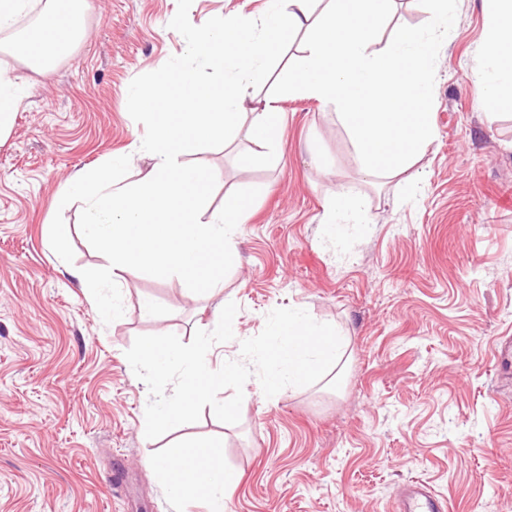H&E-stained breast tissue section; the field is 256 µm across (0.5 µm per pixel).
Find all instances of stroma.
<instances>
[{
    "mask_svg": "<svg viewBox=\"0 0 512 512\" xmlns=\"http://www.w3.org/2000/svg\"><path fill=\"white\" fill-rule=\"evenodd\" d=\"M268 0H193V25L260 18ZM177 0H88L84 41L49 71L21 58L29 86L0 143V512H179L151 464L186 439H223L231 489L224 512H388L419 479L452 512H512V379L494 369L512 336V109L478 94L488 33L484 0H458L435 80V137L416 184L364 179L334 108L279 102L282 141L267 167L238 165L245 136L185 156L211 167L219 208L260 193L214 294L138 271L117 284L124 314L103 323L70 268L107 266L63 210L73 263L51 251V201L74 173L130 156L127 181L151 168L145 128L127 110L130 82L186 50L169 23ZM365 196V216L325 222L337 187ZM155 300L157 317L140 305ZM234 340L212 363L240 357L279 307L337 326L344 359L317 383L268 400L245 384L238 423L211 407L160 438L144 435L150 395L126 356L140 335L190 342L225 302Z\"/></svg>",
    "mask_w": 512,
    "mask_h": 512,
    "instance_id": "obj_1",
    "label": "stroma"
}]
</instances>
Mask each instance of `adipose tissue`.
Masks as SVG:
<instances>
[{
  "label": "adipose tissue",
  "instance_id": "1",
  "mask_svg": "<svg viewBox=\"0 0 512 512\" xmlns=\"http://www.w3.org/2000/svg\"><path fill=\"white\" fill-rule=\"evenodd\" d=\"M492 26L483 50L485 76L478 87L487 101L512 106V0H489ZM28 0H0V142L8 138L14 115L27 86L11 75L7 57H22L35 69H52L61 56L69 53L85 29L86 0H74L65 16L55 12L54 0H47L41 20L16 30L18 16ZM156 479L175 498L188 506L203 504L207 512H224V499L230 478L224 468V443L208 442L203 454L180 453L154 463Z\"/></svg>",
  "mask_w": 512,
  "mask_h": 512
}]
</instances>
